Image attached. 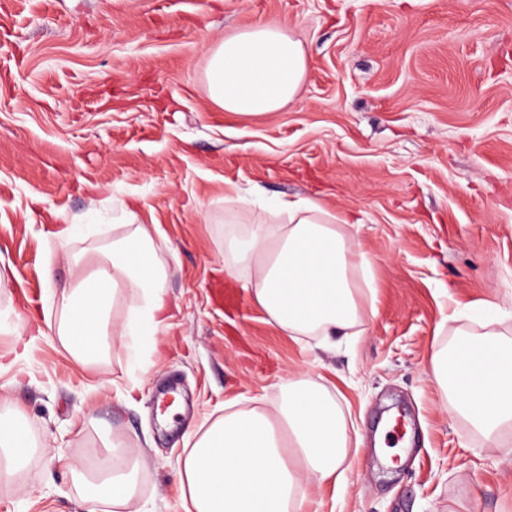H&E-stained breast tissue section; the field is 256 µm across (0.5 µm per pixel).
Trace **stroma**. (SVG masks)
<instances>
[{
  "mask_svg": "<svg viewBox=\"0 0 512 512\" xmlns=\"http://www.w3.org/2000/svg\"><path fill=\"white\" fill-rule=\"evenodd\" d=\"M272 21L305 51L298 95L261 116L217 107L209 47ZM230 187L356 218L375 296L335 348L241 288ZM126 201L166 272L169 319L139 370L116 334L128 289L98 362L57 334L76 271L132 232ZM52 212L82 232L55 243ZM490 317L512 339V0H0V415L33 443L0 512H77L115 456L138 462L145 512H183L193 443L297 370L362 439L314 512H512V431L487 441L430 375L435 344ZM169 389L185 408L165 432Z\"/></svg>",
  "mask_w": 512,
  "mask_h": 512,
  "instance_id": "obj_1",
  "label": "stroma"
}]
</instances>
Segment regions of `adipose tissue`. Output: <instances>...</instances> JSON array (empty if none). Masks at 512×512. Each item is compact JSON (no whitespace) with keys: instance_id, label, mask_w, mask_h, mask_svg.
Listing matches in <instances>:
<instances>
[{"instance_id":"obj_1","label":"adipose tissue","mask_w":512,"mask_h":512,"mask_svg":"<svg viewBox=\"0 0 512 512\" xmlns=\"http://www.w3.org/2000/svg\"><path fill=\"white\" fill-rule=\"evenodd\" d=\"M306 74L300 41L267 22L210 47L205 76L210 100L224 111L269 114L297 96ZM224 202V256L248 271L246 288L270 322L291 336L324 337L358 323L352 275L367 261L340 231V216L315 200L281 199L268 205L274 223L252 224L247 202L231 193ZM123 216L133 232L74 289L58 326L70 352L84 362L101 356L116 287L140 298L120 331L133 365L155 347L164 327V268L135 210L125 208ZM432 375L456 413L486 439L512 428V340L494 327L458 332L435 352ZM349 442L336 399L296 372L281 384L276 402L226 413L193 444L180 462L185 512H306L313 489L342 478ZM31 449L27 431L1 416L0 477L12 475ZM135 474V468L114 465L90 484L85 512H98L103 503L113 512H142Z\"/></svg>"}]
</instances>
